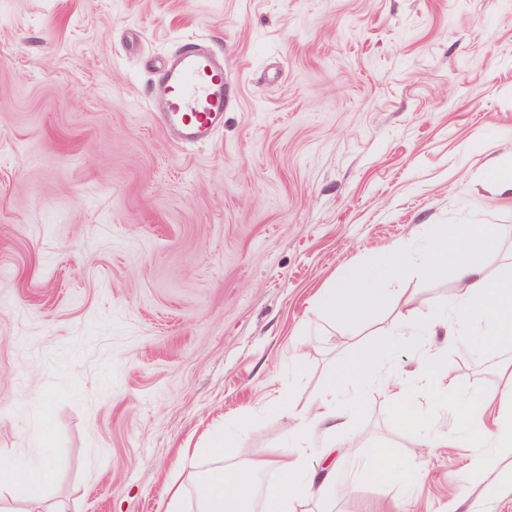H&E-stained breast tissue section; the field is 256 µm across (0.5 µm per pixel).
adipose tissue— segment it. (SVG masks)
<instances>
[{
  "label": "adipose tissue",
  "instance_id": "1",
  "mask_svg": "<svg viewBox=\"0 0 512 512\" xmlns=\"http://www.w3.org/2000/svg\"><path fill=\"white\" fill-rule=\"evenodd\" d=\"M495 248L489 227L448 224L423 250L422 270L432 272L455 264L462 283L461 296L454 308L456 325L461 331L459 339L479 350L512 345V273L493 278L486 272V260ZM408 263L406 244H391L369 260L364 269L342 273L332 287L317 295L315 305L329 317L340 310L365 315L377 300L376 276L399 273ZM393 348V343L388 342L359 352L346 363L342 380L364 386L380 378L381 366ZM500 376L503 387L498 395L479 397L461 393L456 397L470 441L484 449L467 475L482 481L490 496L502 490L506 474L501 463L506 456H512V367H502ZM339 417L336 387L331 384L302 414L295 433L306 438L321 430L335 429ZM305 458V449L280 448L272 456L252 461L247 474L219 472L197 482L198 512H289L291 505L302 506L310 499L319 503L330 501V484L315 481ZM270 470L277 474V482L259 486L258 477ZM0 484L9 488L8 497H0V512H68L63 502L45 510L43 484L30 483L28 474L17 471L3 458Z\"/></svg>",
  "mask_w": 512,
  "mask_h": 512
}]
</instances>
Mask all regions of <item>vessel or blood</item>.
Listing matches in <instances>:
<instances>
[{
  "label": "vessel or blood",
  "mask_w": 512,
  "mask_h": 512,
  "mask_svg": "<svg viewBox=\"0 0 512 512\" xmlns=\"http://www.w3.org/2000/svg\"><path fill=\"white\" fill-rule=\"evenodd\" d=\"M150 99L177 142L208 141L224 126V67L197 43H188L154 83Z\"/></svg>",
  "instance_id": "obj_1"
}]
</instances>
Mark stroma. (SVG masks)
<instances>
[{"mask_svg":"<svg viewBox=\"0 0 512 512\" xmlns=\"http://www.w3.org/2000/svg\"><path fill=\"white\" fill-rule=\"evenodd\" d=\"M224 56V127L173 144L149 106L188 42ZM512 0H0V455L50 462L69 512H166L167 490L247 470L340 369L448 310L455 267L381 281L362 321L320 288L443 224H489L512 271ZM440 351L448 393L414 376ZM512 347L409 336L403 388L343 386L334 512H512L463 484L457 393H498ZM224 438V454L209 450ZM383 449L416 492L363 476Z\"/></svg>","mask_w":512,"mask_h":512,"instance_id":"35a3bbf8","label":"stroma"}]
</instances>
